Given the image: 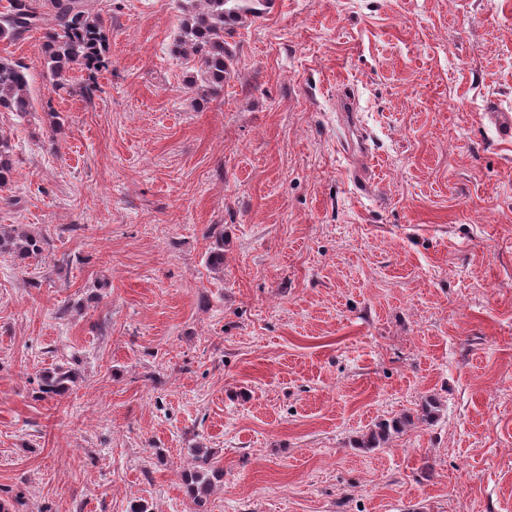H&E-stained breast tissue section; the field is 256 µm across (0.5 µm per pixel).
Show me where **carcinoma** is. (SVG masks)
<instances>
[{
  "instance_id": "carcinoma-1",
  "label": "carcinoma",
  "mask_w": 512,
  "mask_h": 512,
  "mask_svg": "<svg viewBox=\"0 0 512 512\" xmlns=\"http://www.w3.org/2000/svg\"><path fill=\"white\" fill-rule=\"evenodd\" d=\"M227 0H178L181 12L180 31L173 43V53L193 62L190 76L196 88L208 92L224 84L229 74V41L231 31L224 25L230 12ZM54 12L58 30L49 36L44 47V67L54 88H66L68 73L76 66L96 72L108 66L104 55L105 32L98 16L92 13L88 0H8L0 12V37L17 40L40 27L44 9ZM33 108L28 68L11 59L0 57V112L23 115ZM11 138L0 133V187L10 182L13 174ZM43 251L42 240L31 234L0 232V254L25 260ZM75 380L71 370L56 366L39 378L42 398L60 396ZM408 423L405 416L394 417L376 425L359 443L361 448H375L391 434L402 432ZM224 475L212 455H196V466L183 475L185 495L201 507L213 480Z\"/></svg>"
}]
</instances>
